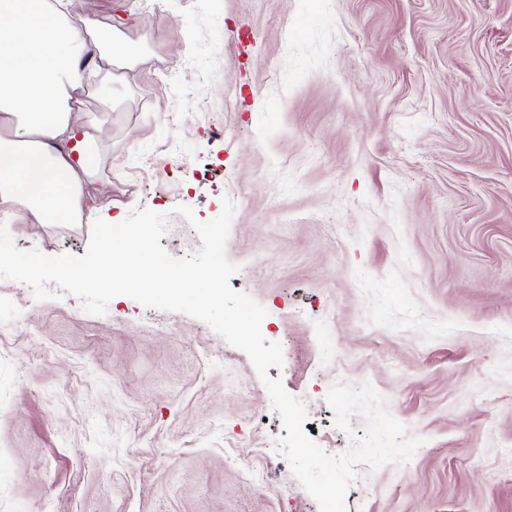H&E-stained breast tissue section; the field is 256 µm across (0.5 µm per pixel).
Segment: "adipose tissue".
Returning a JSON list of instances; mask_svg holds the SVG:
<instances>
[{"instance_id": "1", "label": "adipose tissue", "mask_w": 512, "mask_h": 512, "mask_svg": "<svg viewBox=\"0 0 512 512\" xmlns=\"http://www.w3.org/2000/svg\"><path fill=\"white\" fill-rule=\"evenodd\" d=\"M71 0H0V202L36 224L76 222L105 156L85 119L81 61L94 46L107 64L134 66L103 26L76 24ZM73 140L74 150L63 147Z\"/></svg>"}]
</instances>
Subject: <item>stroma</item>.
<instances>
[{
  "label": "stroma",
  "instance_id": "1",
  "mask_svg": "<svg viewBox=\"0 0 512 512\" xmlns=\"http://www.w3.org/2000/svg\"><path fill=\"white\" fill-rule=\"evenodd\" d=\"M156 2L75 0L141 62L88 80L109 159L80 221L0 204L17 248L81 257L149 209L187 259L230 197L229 284L308 437L346 450L327 395L367 382L424 440L345 512H512V0ZM284 434L204 322L0 280V512H319L284 456L260 487L236 464Z\"/></svg>",
  "mask_w": 512,
  "mask_h": 512
}]
</instances>
